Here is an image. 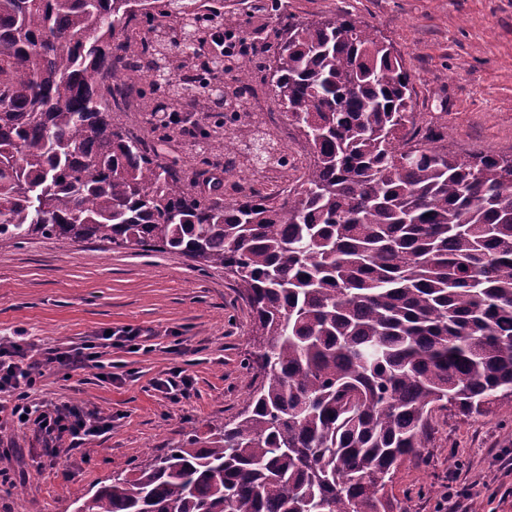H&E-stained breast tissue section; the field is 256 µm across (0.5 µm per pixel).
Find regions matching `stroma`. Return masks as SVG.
Wrapping results in <instances>:
<instances>
[{"instance_id": "35a3bbf8", "label": "stroma", "mask_w": 512, "mask_h": 512, "mask_svg": "<svg viewBox=\"0 0 512 512\" xmlns=\"http://www.w3.org/2000/svg\"><path fill=\"white\" fill-rule=\"evenodd\" d=\"M240 17L256 46H276L277 16L264 0H204ZM279 14L311 21L350 12L390 43L411 76L416 111L445 128L450 150L460 154L512 151V0H278ZM257 88L241 122L266 114L277 141L294 137L284 107L265 73L253 67ZM189 175L217 179L232 197L237 177L223 165L202 168L193 141L161 144ZM131 325L153 330L150 351L107 348L113 381L98 369L70 372L56 366L43 378L46 401L79 402L111 417V430L77 449L45 454L33 431L0 425V450L25 479L0 488V512H75V490H96L117 472L205 435L210 420H228L256 385L245 365L254 349L252 315L223 270H197L185 258L161 252L110 248L102 241L74 243L37 238L0 248V338L23 336L35 349L68 350ZM181 369L192 379L188 397L153 390L156 379ZM512 414L466 417L434 413L425 448L404 459L391 484L406 512H434L440 485L455 461L458 481H491L494 502L463 500L459 512H512Z\"/></svg>"}]
</instances>
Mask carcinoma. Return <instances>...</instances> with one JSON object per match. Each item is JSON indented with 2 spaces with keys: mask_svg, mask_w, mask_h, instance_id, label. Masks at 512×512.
Listing matches in <instances>:
<instances>
[{
  "mask_svg": "<svg viewBox=\"0 0 512 512\" xmlns=\"http://www.w3.org/2000/svg\"><path fill=\"white\" fill-rule=\"evenodd\" d=\"M182 0H0V246L105 241L222 269L253 315L260 381L238 415L76 495V512H404L388 486L430 418L512 411V156L419 130L403 61L348 12L282 16L268 84L309 146L288 195L203 196L116 97L157 85L158 140L240 171L205 48L241 28L214 6L193 57L156 40ZM148 25L136 38L130 28ZM391 109H386V106Z\"/></svg>",
  "mask_w": 512,
  "mask_h": 512,
  "instance_id": "cac0c4a2",
  "label": "carcinoma"
}]
</instances>
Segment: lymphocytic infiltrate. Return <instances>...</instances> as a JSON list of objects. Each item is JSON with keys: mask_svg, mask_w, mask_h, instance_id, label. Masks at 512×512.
I'll list each match as a JSON object with an SVG mask.
<instances>
[{"mask_svg": "<svg viewBox=\"0 0 512 512\" xmlns=\"http://www.w3.org/2000/svg\"><path fill=\"white\" fill-rule=\"evenodd\" d=\"M72 368H103L102 353L96 342L80 347L53 350L37 356L31 346L16 340L0 342V395H7L8 404L0 403V413L9 412L13 423L31 417L35 433L41 438L47 452L58 456L61 445L80 447L89 438L109 431L112 422L100 417L86 407L64 401L48 404L46 410L34 413L30 399L39 379L50 365Z\"/></svg>", "mask_w": 512, "mask_h": 512, "instance_id": "lymphocytic-infiltrate-1", "label": "lymphocytic infiltrate"}]
</instances>
